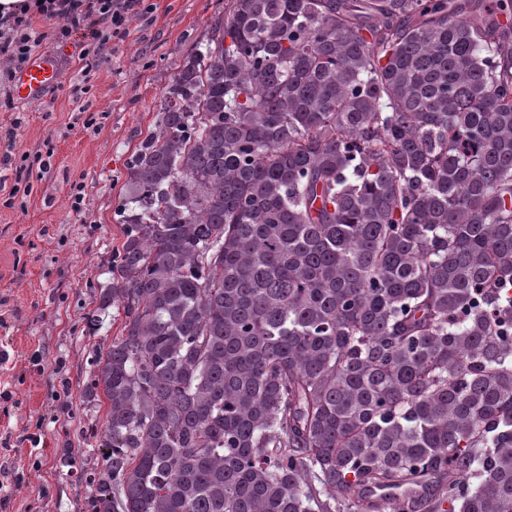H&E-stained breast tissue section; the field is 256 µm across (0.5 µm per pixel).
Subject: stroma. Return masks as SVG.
<instances>
[{"mask_svg":"<svg viewBox=\"0 0 512 512\" xmlns=\"http://www.w3.org/2000/svg\"><path fill=\"white\" fill-rule=\"evenodd\" d=\"M128 35L111 41V56L84 81L80 32L52 37L54 19L34 16L44 40L36 55L60 53L61 83L39 103L6 106L20 114L19 151L54 150L53 168L32 182L22 204L0 205V512H84L87 476L99 458L88 428L105 410L85 403L95 351L119 335L120 321L98 323L104 271L123 242L119 211L123 173L151 130L160 95L188 49L204 41L224 14V0H145ZM90 127L69 129L77 104ZM84 187L74 206L72 184Z\"/></svg>","mask_w":512,"mask_h":512,"instance_id":"obj_1","label":"stroma"}]
</instances>
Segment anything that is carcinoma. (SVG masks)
Wrapping results in <instances>:
<instances>
[{
  "mask_svg": "<svg viewBox=\"0 0 512 512\" xmlns=\"http://www.w3.org/2000/svg\"><path fill=\"white\" fill-rule=\"evenodd\" d=\"M124 181L89 512H512V0H224Z\"/></svg>",
  "mask_w": 512,
  "mask_h": 512,
  "instance_id": "carcinoma-1",
  "label": "carcinoma"
}]
</instances>
